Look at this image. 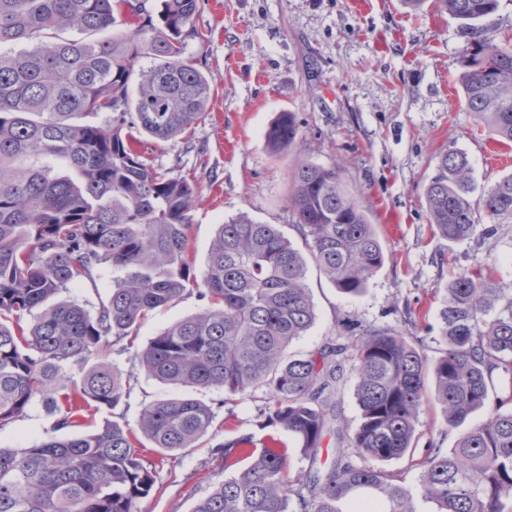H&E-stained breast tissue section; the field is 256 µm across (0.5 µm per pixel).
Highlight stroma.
Listing matches in <instances>:
<instances>
[{
  "mask_svg": "<svg viewBox=\"0 0 512 512\" xmlns=\"http://www.w3.org/2000/svg\"><path fill=\"white\" fill-rule=\"evenodd\" d=\"M207 42L186 37V55L210 79L209 116L189 141L147 139L156 166L187 177L200 191L193 211L191 254L204 271L218 224L238 214L274 224L296 245L299 228L287 205L298 161L338 165L348 193L365 209L385 252L383 266L364 293L344 295L308 264L306 283L315 303L311 328L291 346L307 351L343 335L346 325H418L428 357L444 344L439 314L446 289L463 271L480 269L493 284L512 289V221L491 224L476 210L471 239L451 243L429 221L425 188L436 157L465 152L478 188L512 173V146L477 130L463 101L460 75L469 38L437 0L422 9L403 0H201L195 18ZM296 113L294 146L272 156L265 133L278 113ZM204 306L196 294L149 316L136 346ZM110 359L131 374L133 391L124 406L130 428L143 407L178 395L176 387L152 379L127 351ZM200 399L217 403L213 428L199 447L172 457L161 469L141 512H191L196 499L225 477L216 443L248 432L262 439L263 392L225 397L213 388ZM41 405L0 427V447L14 448L52 429ZM458 436L441 410L426 401L416 430L414 456L384 462L417 489V467L430 443L451 449Z\"/></svg>",
  "mask_w": 512,
  "mask_h": 512,
  "instance_id": "obj_1",
  "label": "stroma"
}]
</instances>
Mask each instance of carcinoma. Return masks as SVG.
Segmentation results:
<instances>
[{"mask_svg":"<svg viewBox=\"0 0 512 512\" xmlns=\"http://www.w3.org/2000/svg\"><path fill=\"white\" fill-rule=\"evenodd\" d=\"M439 2L470 38L467 111L490 140L512 143V45L482 26L499 0ZM199 3L161 0L156 24L146 0H0V427L36 400L57 416L53 433L0 448V512H139L165 460L197 447L216 419L211 405L173 397L145 406L138 426L153 458L118 411L131 393L124 370L89 365L109 347L127 350L142 320L193 290L206 306L162 329L134 359L173 386L264 391L261 426L292 434L309 470L285 478L280 439L243 433L212 446L233 475L191 512H416L403 481L372 462L414 454L429 376L448 425L484 409L487 420L451 450H427L418 476L425 499L435 512H512L506 289L479 272L457 274L440 313L445 348L431 361L415 332L362 325L288 354L315 321L307 259L349 296L365 291L385 259L339 168L306 161L294 167L287 203L309 255L276 225L240 214L218 225L206 269L195 272L199 190L155 167L140 136L172 140L206 118L211 84L182 39L207 40L194 26ZM146 54L153 64L144 68ZM298 133L296 113H280L267 132L270 152L289 149ZM476 190L465 154L438 156L425 198L443 238L475 233L477 203L493 224L512 220V174L475 201ZM104 265L120 277L96 312L56 300L73 286L98 290ZM347 362L360 408L351 434L336 425L334 400ZM498 380L506 382L499 391ZM104 408L114 413L102 428L56 435ZM328 436L337 444L323 466Z\"/></svg>","mask_w":512,"mask_h":512,"instance_id":"cac0c4a2","label":"carcinoma"}]
</instances>
